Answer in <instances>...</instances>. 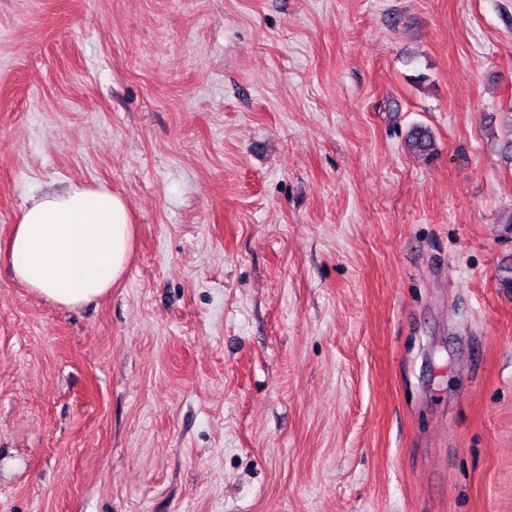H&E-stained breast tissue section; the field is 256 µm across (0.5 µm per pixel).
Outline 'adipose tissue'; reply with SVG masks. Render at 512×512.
I'll return each mask as SVG.
<instances>
[{"label":"adipose tissue","instance_id":"adipose-tissue-1","mask_svg":"<svg viewBox=\"0 0 512 512\" xmlns=\"http://www.w3.org/2000/svg\"><path fill=\"white\" fill-rule=\"evenodd\" d=\"M133 247L125 199L72 184L27 199L5 252L16 281L39 297L77 308L104 297L123 278Z\"/></svg>","mask_w":512,"mask_h":512}]
</instances>
